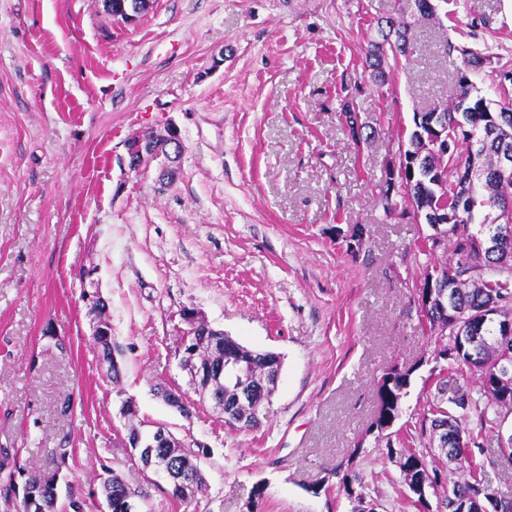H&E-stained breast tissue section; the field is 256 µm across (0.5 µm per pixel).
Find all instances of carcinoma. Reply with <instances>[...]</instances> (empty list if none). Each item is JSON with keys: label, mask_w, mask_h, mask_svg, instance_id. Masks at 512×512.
Instances as JSON below:
<instances>
[{"label": "carcinoma", "mask_w": 512, "mask_h": 512, "mask_svg": "<svg viewBox=\"0 0 512 512\" xmlns=\"http://www.w3.org/2000/svg\"><path fill=\"white\" fill-rule=\"evenodd\" d=\"M413 23L403 19L386 18L385 27H377L382 40H392L389 45L393 58H408L415 48L411 38ZM465 70L457 75L458 93L448 104H439L420 113L421 120H413L408 134L407 148L403 150L404 160L415 163L410 187L400 190L410 200L414 215L426 218L441 198L450 200L448 213L460 214L452 223L449 238L454 241V257L437 266L448 284V297L439 299L441 289L430 293L426 288L415 290L417 304L429 337L440 347L439 354L452 360L459 367H466L478 373L480 388L478 397L457 389L444 401L435 403L430 411L431 418L422 421L420 436L438 438V447L457 449L456 463L467 469V475L456 479L448 477L443 484L448 494L442 502L446 512H461L462 506L481 496L489 483L485 477L472 475L475 466L469 460L471 432L466 427L465 417L444 407L449 403L463 411L472 408L478 414L480 431L496 436L499 448L509 449L512 459V434L503 435L505 420L512 414V378L503 374V357L512 353V337L500 335L492 321L485 322L472 345L466 346L456 336L453 325L448 321V310L465 321L490 302L499 305V314L512 311V236L499 242L495 240V218L492 208L512 212V172H498L501 143L512 142V100L491 106L485 98L473 95V84L469 73L480 70L489 60V55L472 49H463ZM370 76L378 85L387 81V57L382 46L373 41L366 54ZM439 113L448 126L456 124L461 113L467 114V131L449 154L432 146L429 140L431 129L424 117ZM341 115L344 126L358 147L366 144L370 135L363 134L368 125L359 123V115L351 100L342 104ZM477 168L483 173L482 179L471 186L465 182L468 170ZM241 361L247 366L252 378L255 395L253 411L241 423H231L239 429H252L259 423L260 407L273 392V358L251 354L227 341L224 347V361ZM409 383V373L396 368L386 372L376 384L379 408L373 426L380 430L390 427L399 416L401 392ZM403 483L412 494L417 493V484L425 469L439 473L437 466L429 465L424 454L409 449L397 461ZM103 490L112 512L135 497V492L118 478L103 480Z\"/></svg>", "instance_id": "obj_1"}]
</instances>
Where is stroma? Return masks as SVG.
I'll use <instances>...</instances> for the list:
<instances>
[{"label":"stroma","instance_id":"1","mask_svg":"<svg viewBox=\"0 0 512 512\" xmlns=\"http://www.w3.org/2000/svg\"><path fill=\"white\" fill-rule=\"evenodd\" d=\"M435 7L434 23L414 21V0H150L120 23L103 0H0V512L54 471L57 512L73 499L107 512L109 473L141 512H415L388 450L418 447L440 389L480 380L439 356L414 300L453 244L423 251L430 227L404 199L385 211L380 193L414 113L456 95L463 59L442 40L489 54L471 76L479 95L512 97V0ZM386 16L413 20L417 54L378 86L363 62ZM348 98L375 129L359 148L340 122ZM171 126L176 178L159 157L130 169V141ZM88 270L115 374L93 338ZM187 307L279 355L256 428L226 424L190 384ZM394 367L409 384L378 431L375 382ZM128 400L144 429L166 426L197 454L196 508L129 448ZM466 426L491 487L512 494L496 438L476 413ZM347 474L360 478L350 495Z\"/></svg>","mask_w":512,"mask_h":512}]
</instances>
